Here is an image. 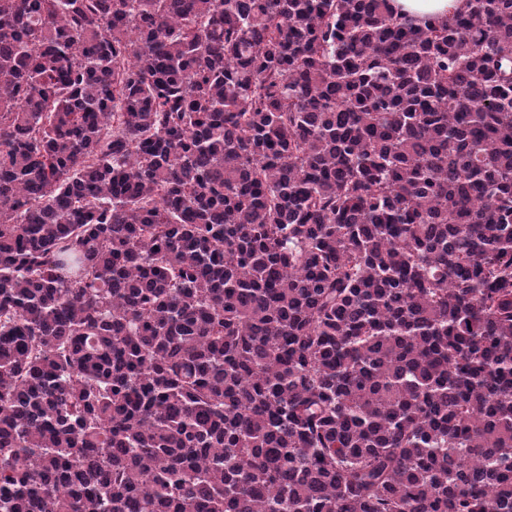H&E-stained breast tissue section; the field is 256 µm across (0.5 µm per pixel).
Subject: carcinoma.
<instances>
[{"instance_id": "cac0c4a2", "label": "carcinoma", "mask_w": 512, "mask_h": 512, "mask_svg": "<svg viewBox=\"0 0 512 512\" xmlns=\"http://www.w3.org/2000/svg\"><path fill=\"white\" fill-rule=\"evenodd\" d=\"M0 512H512V0H0ZM395 9L418 18L438 16L447 18L467 8L466 0H394Z\"/></svg>"}]
</instances>
